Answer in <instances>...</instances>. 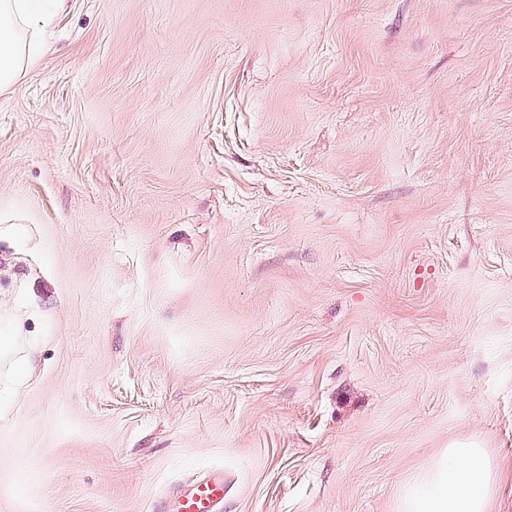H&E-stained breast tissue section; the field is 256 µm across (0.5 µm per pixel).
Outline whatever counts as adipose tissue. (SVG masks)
I'll list each match as a JSON object with an SVG mask.
<instances>
[{"instance_id":"obj_1","label":"adipose tissue","mask_w":512,"mask_h":512,"mask_svg":"<svg viewBox=\"0 0 512 512\" xmlns=\"http://www.w3.org/2000/svg\"><path fill=\"white\" fill-rule=\"evenodd\" d=\"M68 0H0V91L14 87L48 45L43 33L64 12ZM500 481L487 449L454 444L444 449L425 474L409 479L401 512H490Z\"/></svg>"}]
</instances>
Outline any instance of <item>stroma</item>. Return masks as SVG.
Here are the masks:
<instances>
[{
    "mask_svg": "<svg viewBox=\"0 0 512 512\" xmlns=\"http://www.w3.org/2000/svg\"><path fill=\"white\" fill-rule=\"evenodd\" d=\"M512 512V0H70L0 92V512ZM499 481L498 465L487 449L453 444L425 474L405 483L401 512H490ZM225 495L224 471H208L177 492L167 512H214L212 509L218 501H224Z\"/></svg>",
    "mask_w": 512,
    "mask_h": 512,
    "instance_id": "35a3bbf8",
    "label": "stroma"
}]
</instances>
